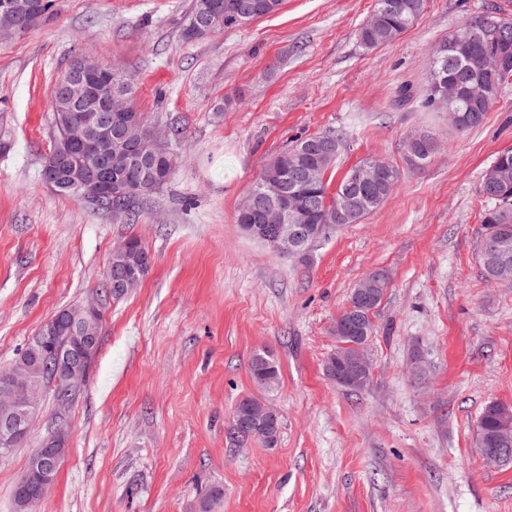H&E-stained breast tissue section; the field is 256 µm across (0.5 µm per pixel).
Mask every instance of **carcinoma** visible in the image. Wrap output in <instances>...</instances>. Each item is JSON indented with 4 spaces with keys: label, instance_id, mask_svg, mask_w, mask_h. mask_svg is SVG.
<instances>
[{
    "label": "carcinoma",
    "instance_id": "carcinoma-1",
    "mask_svg": "<svg viewBox=\"0 0 512 512\" xmlns=\"http://www.w3.org/2000/svg\"><path fill=\"white\" fill-rule=\"evenodd\" d=\"M215 0H193L187 23L183 29L186 41L204 37L216 31L243 25L255 19L276 13L282 0H250L256 6L252 15H243L237 4L241 0H221L220 16L208 18L210 7ZM427 0H376L375 10L370 19L358 30V39L369 50L389 44L405 31L414 26L423 16ZM204 18L200 28L193 27L195 17ZM483 16L479 15L453 31L439 41L432 49L428 64L426 81L421 87L410 84L400 90V100L413 101L425 110L433 109L432 100L440 81L448 78L459 81L462 86L460 98L453 104L461 117L459 132H467L483 124L493 105L501 95L504 83L501 74L488 67L490 56L507 50L502 40L482 27ZM333 140L330 158L324 168L330 170L343 148L344 134L341 131L325 132L296 140L292 145L272 157L265 165L261 175L251 187V194L261 196L273 185L274 175L281 169L296 164L307 168L320 162L319 152L324 138ZM438 151V142L430 134L415 143L408 154L413 157L414 165L428 163ZM497 177V195L487 197L490 206L482 219L481 238L493 237L512 251V150H505L493 161ZM360 165L351 167L337 184L335 190H329V183L286 184V187L304 193L311 198L312 211L305 214L302 223L321 224L326 233L346 224H359L370 213L379 208L391 193L399 172L375 184L364 186L358 179ZM124 179L130 185L127 199L122 201L126 213L135 215L136 205L143 203L153 191L142 185L143 173L131 169L124 172ZM148 250L135 240L127 255L110 262H122L142 280L148 274L150 265L143 260ZM350 313L343 310L336 318L333 333L336 337L338 355L363 356L368 354L369 345L376 332L375 324L363 320L349 326ZM250 374L254 384L262 391H269L279 382V366L268 351H257L250 361ZM280 434V424L271 429L258 432L252 440L267 448L276 447ZM512 448V408L497 401L488 402L479 415L475 447Z\"/></svg>",
    "mask_w": 512,
    "mask_h": 512
}]
</instances>
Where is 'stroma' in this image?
<instances>
[{
	"instance_id": "35a3bbf8",
	"label": "stroma",
	"mask_w": 512,
	"mask_h": 512,
	"mask_svg": "<svg viewBox=\"0 0 512 512\" xmlns=\"http://www.w3.org/2000/svg\"><path fill=\"white\" fill-rule=\"evenodd\" d=\"M192 0H55L52 16L0 38V366L58 311L99 288L114 247L152 256L141 284L106 299L88 387L68 413V449L32 512H512V464L474 446L487 402L512 407V282L486 280L478 257L486 200L478 187L512 149V84L483 126L459 133L443 112L398 101L421 85L433 45L512 0H428L389 45L366 50L374 0H283L246 25L186 41ZM134 83L133 107L177 128L182 164L136 218H113L41 178L54 147L53 87L74 56ZM438 141L423 167L408 133ZM348 135L328 174L381 158L400 177L361 223L331 233L306 260L245 236L239 204L291 141ZM388 285L374 316L370 383L350 392L323 370L352 288L373 269ZM421 349L431 368L415 383ZM280 367L266 399L276 447L231 446L235 404L258 395L252 353ZM44 399L28 442L0 457V512L32 449L53 427Z\"/></svg>"
}]
</instances>
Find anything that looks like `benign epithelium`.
Listing matches in <instances>:
<instances>
[{
  "label": "benign epithelium",
  "instance_id": "1",
  "mask_svg": "<svg viewBox=\"0 0 512 512\" xmlns=\"http://www.w3.org/2000/svg\"><path fill=\"white\" fill-rule=\"evenodd\" d=\"M45 0L13 2L0 10V37L20 35L33 26L37 10L44 8ZM62 94L68 100L63 112L59 146L45 158L42 177L54 188L67 190L85 200L99 202L111 209L112 216L120 217L124 210L112 207V200L124 194L125 187L112 181V162L127 164L143 157V129L135 123H123L120 117L130 111L128 98L112 89V72L97 64L92 58L79 57L73 68L60 81ZM461 95L457 82L444 81L438 86L435 104L448 113V123L454 127L459 121L457 110L452 108ZM117 133L119 146L112 152V133ZM392 170L384 161L372 160L359 171L361 182L367 184ZM279 180L264 197L263 224H244L243 230L263 242L278 255L301 252L317 229L299 223L302 212L311 207V201L300 194H283ZM494 258L493 272L500 282L512 281V253L493 240L487 245ZM105 281L118 290L136 287V277L122 268L108 269ZM101 303V294H91L79 309L83 314L74 318L69 311L44 323L32 338L38 348L35 364L47 373L50 368L66 372L64 396L59 402V414L66 415L70 406L84 393L90 379L101 337L94 328V321ZM41 382L30 377L8 372L0 379V453L5 455L29 431V418L42 399ZM278 418L270 405L244 423L235 417L237 430L252 427L256 420L267 422ZM48 457H36L29 465V479L39 498H44L53 488L56 468L66 452L67 434L59 429L43 440Z\"/></svg>",
  "mask_w": 512,
  "mask_h": 512
}]
</instances>
